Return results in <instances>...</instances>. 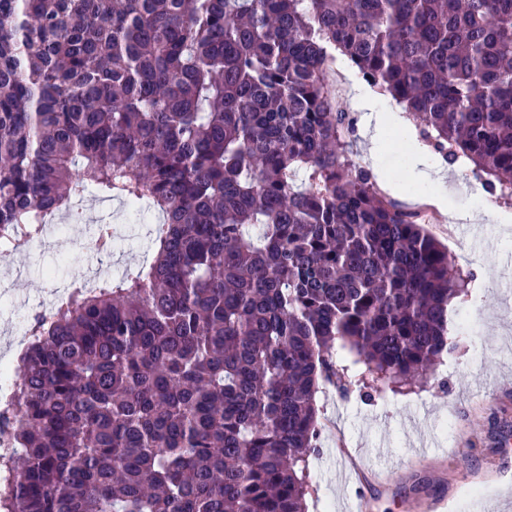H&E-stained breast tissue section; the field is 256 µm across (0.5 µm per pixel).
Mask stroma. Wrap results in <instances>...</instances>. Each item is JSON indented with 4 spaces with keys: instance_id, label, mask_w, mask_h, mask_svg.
Returning a JSON list of instances; mask_svg holds the SVG:
<instances>
[{
    "instance_id": "1",
    "label": "stroma",
    "mask_w": 512,
    "mask_h": 512,
    "mask_svg": "<svg viewBox=\"0 0 512 512\" xmlns=\"http://www.w3.org/2000/svg\"><path fill=\"white\" fill-rule=\"evenodd\" d=\"M355 131L346 156L382 173L392 185L412 182L393 140L370 153L365 112L351 93ZM469 163L447 168L436 187L447 203L433 207L428 232L465 272L481 267L466 296L449 308L452 347L428 378L399 392L365 396L356 385H322L317 394L319 435L307 458V512H345L348 498L364 497L368 512H428L446 499L447 512H479L487 500L512 512V223H499L475 203ZM97 198L79 202V219L42 232L33 250L0 252V357L18 356L26 342L17 322L48 305L73 277L133 272L151 258L146 225L119 201L107 203L122 232L111 255L90 250L86 227ZM467 231L449 232L452 210Z\"/></svg>"
}]
</instances>
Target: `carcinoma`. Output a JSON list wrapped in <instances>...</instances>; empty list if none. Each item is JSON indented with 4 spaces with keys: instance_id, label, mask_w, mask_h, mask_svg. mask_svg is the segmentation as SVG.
Returning a JSON list of instances; mask_svg holds the SVG:
<instances>
[{
    "instance_id": "1",
    "label": "carcinoma",
    "mask_w": 512,
    "mask_h": 512,
    "mask_svg": "<svg viewBox=\"0 0 512 512\" xmlns=\"http://www.w3.org/2000/svg\"><path fill=\"white\" fill-rule=\"evenodd\" d=\"M345 57L512 201V0H0V238L85 193L163 217L74 280L0 402V512H306L329 356L401 388L472 279L343 159Z\"/></svg>"
}]
</instances>
